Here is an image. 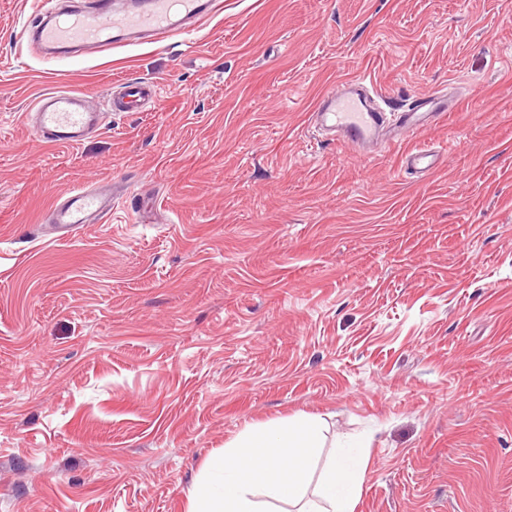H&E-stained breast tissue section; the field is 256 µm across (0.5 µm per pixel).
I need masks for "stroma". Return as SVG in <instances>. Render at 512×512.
I'll use <instances>...</instances> for the list:
<instances>
[{"instance_id":"stroma-1","label":"stroma","mask_w":512,"mask_h":512,"mask_svg":"<svg viewBox=\"0 0 512 512\" xmlns=\"http://www.w3.org/2000/svg\"><path fill=\"white\" fill-rule=\"evenodd\" d=\"M223 2L46 63L16 39L42 0H0V512H186L214 450L296 416L369 439L356 512H512V0ZM49 72L107 112L80 146L22 120ZM360 73L454 106L371 157L314 138ZM130 80L158 110L107 111ZM85 185L116 209L53 239ZM403 163L426 177L438 167V155L428 148H420L405 154Z\"/></svg>"}]
</instances>
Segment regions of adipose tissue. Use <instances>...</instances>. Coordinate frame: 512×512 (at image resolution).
<instances>
[{"label": "adipose tissue", "instance_id": "ef3b65f1", "mask_svg": "<svg viewBox=\"0 0 512 512\" xmlns=\"http://www.w3.org/2000/svg\"><path fill=\"white\" fill-rule=\"evenodd\" d=\"M314 417L246 429L208 458L188 512H355L369 464V441L348 440L321 459ZM318 480H311L312 469Z\"/></svg>", "mask_w": 512, "mask_h": 512}]
</instances>
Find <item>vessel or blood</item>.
Masks as SVG:
<instances>
[{
	"instance_id": "obj_1",
	"label": "vessel or blood",
	"mask_w": 512,
	"mask_h": 512,
	"mask_svg": "<svg viewBox=\"0 0 512 512\" xmlns=\"http://www.w3.org/2000/svg\"><path fill=\"white\" fill-rule=\"evenodd\" d=\"M223 0H93L91 7L62 15L55 7L42 6L36 21L23 26L19 39L43 59L59 57L64 51L96 48L108 50L128 44L130 38L157 43L182 33L189 24L222 11ZM157 96L155 86L131 83L113 93L110 111L137 112ZM397 131L426 129L446 116L448 98L423 95L396 108ZM312 115L339 138L356 146L383 143L381 115L367 95L361 77L351 76L336 84L317 100ZM23 121L44 144L53 147L80 145L90 129L98 126L96 113L84 104V95L74 89H53L39 95ZM403 162L420 176L438 166L431 149L405 154ZM115 204L111 191L81 187L53 203L45 215L61 238H68L85 224H96L111 215Z\"/></svg>"
}]
</instances>
